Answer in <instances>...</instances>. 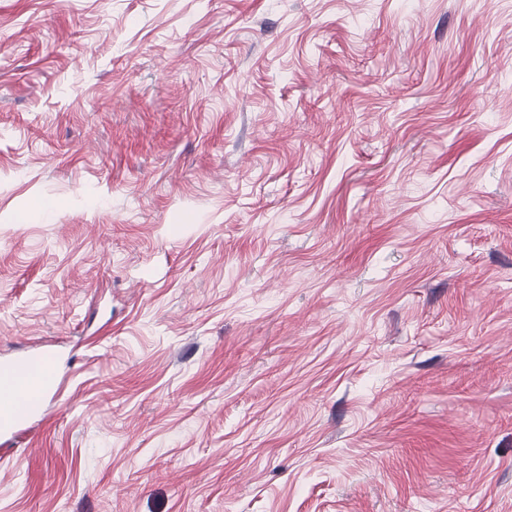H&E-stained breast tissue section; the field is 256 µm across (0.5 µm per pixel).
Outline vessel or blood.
<instances>
[{
	"label": "vessel or blood",
	"mask_w": 512,
	"mask_h": 512,
	"mask_svg": "<svg viewBox=\"0 0 512 512\" xmlns=\"http://www.w3.org/2000/svg\"><path fill=\"white\" fill-rule=\"evenodd\" d=\"M56 356L46 350L30 351L0 362V435L15 432L43 418L48 400L59 397L55 378Z\"/></svg>",
	"instance_id": "1"
}]
</instances>
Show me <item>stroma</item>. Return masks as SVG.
Segmentation results:
<instances>
[{"instance_id": "stroma-1", "label": "stroma", "mask_w": 512, "mask_h": 512, "mask_svg": "<svg viewBox=\"0 0 512 512\" xmlns=\"http://www.w3.org/2000/svg\"><path fill=\"white\" fill-rule=\"evenodd\" d=\"M0 512H512V0H0ZM56 356L47 350L30 351L0 362V435L13 433L35 419H42L48 399L58 398L61 384L55 379ZM42 378L39 392L28 389L36 376ZM2 401V402H1Z\"/></svg>"}]
</instances>
